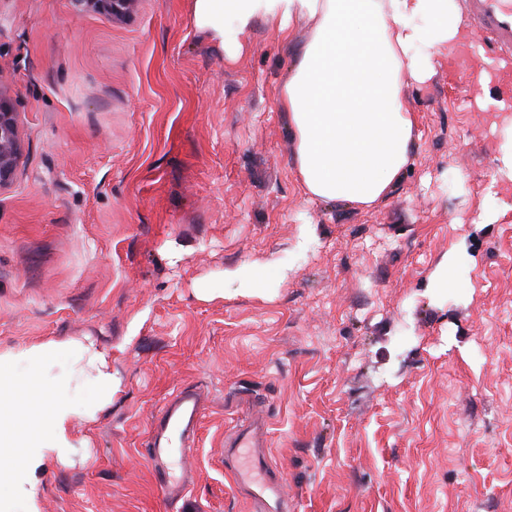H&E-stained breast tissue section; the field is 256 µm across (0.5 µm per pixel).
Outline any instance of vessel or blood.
Returning a JSON list of instances; mask_svg holds the SVG:
<instances>
[{
    "label": "vessel or blood",
    "instance_id": "1",
    "mask_svg": "<svg viewBox=\"0 0 512 512\" xmlns=\"http://www.w3.org/2000/svg\"><path fill=\"white\" fill-rule=\"evenodd\" d=\"M462 2L487 59L512 54V0ZM202 409L200 393L185 386L172 394L152 419L145 459L168 500L179 499L189 485L187 471H173L171 464L195 447ZM267 434L268 423L262 417L237 424L224 440V466L252 512H288V501L280 493L281 473L265 454Z\"/></svg>",
    "mask_w": 512,
    "mask_h": 512
}]
</instances>
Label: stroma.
<instances>
[{
	"instance_id": "obj_1",
	"label": "stroma",
	"mask_w": 512,
	"mask_h": 512,
	"mask_svg": "<svg viewBox=\"0 0 512 512\" xmlns=\"http://www.w3.org/2000/svg\"><path fill=\"white\" fill-rule=\"evenodd\" d=\"M307 36L259 21L231 53L191 0H0L23 146L0 189V352L86 337L112 358L111 405L73 428L89 447L36 474L40 512H249L224 434L256 409L291 512H512V180L478 106L512 92L465 32L404 89L389 193L311 201L277 103ZM187 385L208 403L170 503L145 441ZM80 11L91 8L110 16H122L129 12L136 0H72Z\"/></svg>"
}]
</instances>
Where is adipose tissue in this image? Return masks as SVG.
<instances>
[{"mask_svg": "<svg viewBox=\"0 0 512 512\" xmlns=\"http://www.w3.org/2000/svg\"><path fill=\"white\" fill-rule=\"evenodd\" d=\"M191 19L222 45L259 20L284 37L309 25L278 92L298 180L309 198L364 206L390 191L409 160L408 80H423L461 37L457 0H192ZM58 357L62 372L46 386L38 368ZM112 389L111 358L78 338L0 353V499L20 497L39 512L37 471L87 447L74 422L94 421ZM90 390L95 401L80 403Z\"/></svg>", "mask_w": 512, "mask_h": 512, "instance_id": "obj_1", "label": "adipose tissue"}]
</instances>
